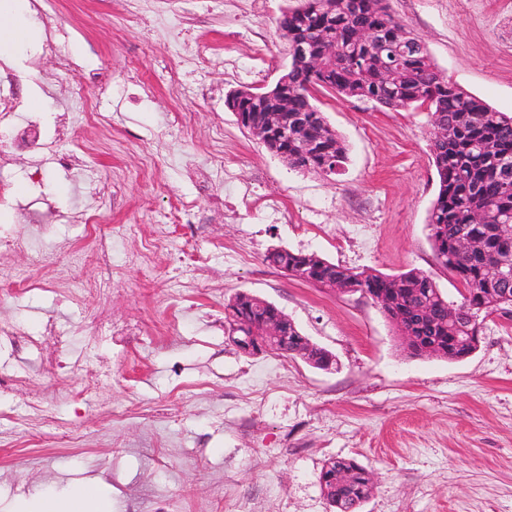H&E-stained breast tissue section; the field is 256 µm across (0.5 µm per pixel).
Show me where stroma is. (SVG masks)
<instances>
[{
    "mask_svg": "<svg viewBox=\"0 0 512 512\" xmlns=\"http://www.w3.org/2000/svg\"><path fill=\"white\" fill-rule=\"evenodd\" d=\"M300 0H43L17 22L34 40L6 53L20 115H36L74 169L51 157L6 162L13 205L0 207V265L35 287L0 303V512L33 494L103 478L112 512H334L320 471L345 458L374 476L361 512H512V321L492 313L467 359L414 356L383 312L266 262L271 249L314 253L357 271L431 274L429 213L438 192L425 108L398 111L317 95L344 139L339 174L304 173L267 151L226 106L230 90L270 86L288 62L275 30ZM449 82L512 115V0H388ZM72 71L57 69L55 53ZM40 95L41 107L27 101ZM98 113L101 122L87 121ZM108 185L95 233L83 214ZM206 217L195 238L201 288H175L169 246L129 263L117 240L111 274L72 266L113 225L168 221L175 198ZM245 250L237 263L227 252ZM33 251L68 272L45 286ZM245 290L276 305L336 363L248 356L227 338L224 305ZM110 314L126 335L77 327ZM74 329L68 347L47 322Z\"/></svg>",
    "mask_w": 512,
    "mask_h": 512,
    "instance_id": "35a3bbf8",
    "label": "stroma"
}]
</instances>
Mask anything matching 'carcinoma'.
Here are the masks:
<instances>
[{
  "mask_svg": "<svg viewBox=\"0 0 512 512\" xmlns=\"http://www.w3.org/2000/svg\"><path fill=\"white\" fill-rule=\"evenodd\" d=\"M280 33L288 41L303 43L315 27L327 33L322 44L326 53L336 48V57L313 81L314 90L331 91L347 99L370 101L389 109L393 99L401 104L425 105L448 136L431 139V151L437 170L439 189L429 215L430 238L440 266L462 288H476L480 295L468 305L454 304L434 279L420 271L409 270L398 276L377 271H355L315 254L276 249L266 261L289 276L322 288L339 291L383 292L389 297L385 315L399 336L414 337L406 345L415 356L432 355L452 360L467 358L476 348L481 332V309L512 307V279L505 278L499 263L512 260V117L498 112L482 100L445 79L436 76L428 52L409 49L391 56L404 44L413 42V34L383 5V0H320L305 10L290 9L276 19ZM361 27L379 30V42L360 44L354 40ZM307 81V71L295 65L294 76L275 93L292 105L288 115L305 117V137L310 148L295 142H265L274 154L288 155V165L319 175L341 169L347 159L345 141L329 125L324 113L301 97L299 86ZM240 107L243 128L261 125L270 107L265 96L244 98ZM484 214L480 224L471 215ZM469 238L472 249L462 254L457 242ZM428 305L431 317L418 313ZM276 318L288 348L283 356H299L323 369L330 354L320 346L307 348L302 334L278 307L266 305L247 291L236 292L224 305L228 331L246 336L262 330L263 324ZM320 483L335 512H359L370 496L372 484L364 467L352 460L331 459L320 472Z\"/></svg>",
  "mask_w": 512,
  "mask_h": 512,
  "instance_id": "1",
  "label": "carcinoma"
}]
</instances>
